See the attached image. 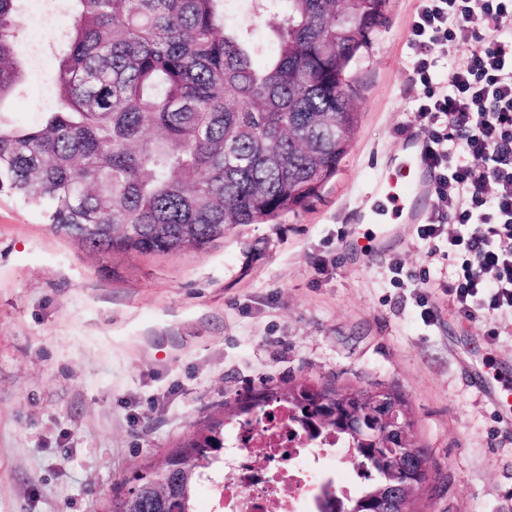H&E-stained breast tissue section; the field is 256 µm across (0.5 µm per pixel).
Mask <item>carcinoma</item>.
Instances as JSON below:
<instances>
[{
    "label": "carcinoma",
    "instance_id": "obj_1",
    "mask_svg": "<svg viewBox=\"0 0 512 512\" xmlns=\"http://www.w3.org/2000/svg\"><path fill=\"white\" fill-rule=\"evenodd\" d=\"M55 75L58 106L34 127L0 120V191L45 209L59 234L93 252L204 251L238 224H262L319 197L355 124L345 73L385 19L386 0L336 14V0H275L276 49L253 63L248 30L225 0H67ZM21 0H0V106L25 78ZM293 129L297 138L288 137ZM370 389L301 384L237 400L236 415L286 405L352 444L368 482L428 477L423 459L391 470L365 433L323 410L366 406ZM224 448V423L191 436L140 478L174 487L164 512H193L200 469Z\"/></svg>",
    "mask_w": 512,
    "mask_h": 512
}]
</instances>
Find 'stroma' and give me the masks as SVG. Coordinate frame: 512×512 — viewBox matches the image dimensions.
I'll use <instances>...</instances> for the list:
<instances>
[{
  "label": "stroma",
  "instance_id": "35a3bbf8",
  "mask_svg": "<svg viewBox=\"0 0 512 512\" xmlns=\"http://www.w3.org/2000/svg\"><path fill=\"white\" fill-rule=\"evenodd\" d=\"M418 5L387 0L348 71L347 152L297 211L238 225L202 252L112 254L56 234L41 209L0 191V512H110L225 404L304 378L405 397L432 462L416 512H512V426L466 374L512 370V315L456 312L447 238L430 251L393 207L366 221L381 168L406 138H425L408 45ZM226 10L264 63L269 15L252 0ZM22 13L26 78L0 109L35 125L54 101L71 13L64 0H23ZM396 262L425 271L427 288L395 282Z\"/></svg>",
  "mask_w": 512,
  "mask_h": 512
}]
</instances>
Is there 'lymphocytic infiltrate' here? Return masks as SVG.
<instances>
[{
  "label": "lymphocytic infiltrate",
  "mask_w": 512,
  "mask_h": 512,
  "mask_svg": "<svg viewBox=\"0 0 512 512\" xmlns=\"http://www.w3.org/2000/svg\"><path fill=\"white\" fill-rule=\"evenodd\" d=\"M469 30L474 47L446 58ZM417 116L437 173L428 243L448 238V298L467 319L512 313V0H420L411 24Z\"/></svg>",
  "instance_id": "f902f5d3"
}]
</instances>
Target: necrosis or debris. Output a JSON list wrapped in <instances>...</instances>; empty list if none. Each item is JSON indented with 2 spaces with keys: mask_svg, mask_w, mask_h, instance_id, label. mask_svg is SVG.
<instances>
[{
  "mask_svg": "<svg viewBox=\"0 0 512 512\" xmlns=\"http://www.w3.org/2000/svg\"><path fill=\"white\" fill-rule=\"evenodd\" d=\"M349 451L336 434L311 438L287 407H276L261 422L225 432L222 467L203 474L212 488L205 512H267L272 499L281 512H322L324 488L339 485L343 499L358 488V480L323 470L329 456Z\"/></svg>",
  "mask_w": 512,
  "mask_h": 512,
  "instance_id": "4bbe7bcc",
  "label": "necrosis or debris"
}]
</instances>
